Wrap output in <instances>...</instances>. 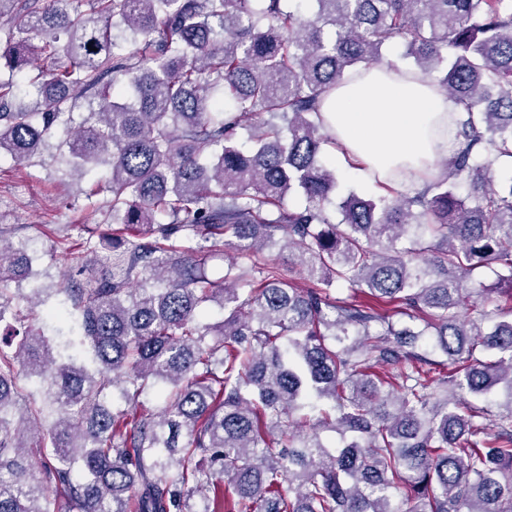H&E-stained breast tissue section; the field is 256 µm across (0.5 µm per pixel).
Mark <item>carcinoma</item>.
Returning <instances> with one entry per match:
<instances>
[{"mask_svg":"<svg viewBox=\"0 0 512 512\" xmlns=\"http://www.w3.org/2000/svg\"><path fill=\"white\" fill-rule=\"evenodd\" d=\"M283 2L0 0V61L46 65L27 105L0 80V153L20 166L64 133L118 225L110 269L56 289L91 367L0 225V512H512V320L459 312L488 289L512 306V185L493 174L512 159V9ZM396 38L444 72L463 148L414 196L351 193L335 219L324 96ZM277 235L307 287L265 255ZM491 265L493 285L473 280ZM500 389L491 433L468 397ZM35 452L54 460L41 478Z\"/></svg>","mask_w":512,"mask_h":512,"instance_id":"cac0c4a2","label":"carcinoma"}]
</instances>
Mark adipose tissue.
Returning a JSON list of instances; mask_svg holds the SVG:
<instances>
[{
	"label": "adipose tissue",
	"instance_id": "1",
	"mask_svg": "<svg viewBox=\"0 0 512 512\" xmlns=\"http://www.w3.org/2000/svg\"><path fill=\"white\" fill-rule=\"evenodd\" d=\"M322 116L336 140L331 154L342 170L370 187L421 188L441 159L459 148L448 124L465 119L461 106L410 67L361 70L332 89Z\"/></svg>",
	"mask_w": 512,
	"mask_h": 512
}]
</instances>
